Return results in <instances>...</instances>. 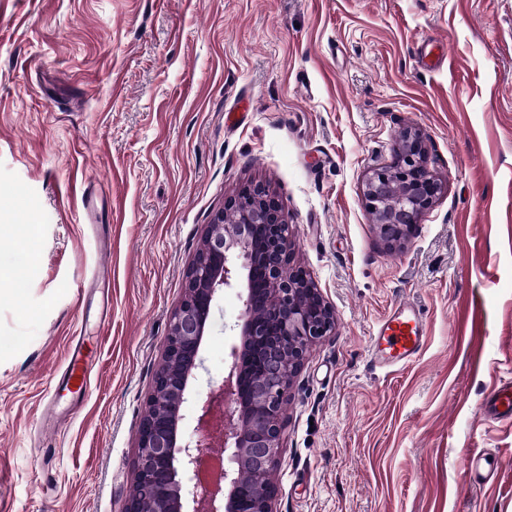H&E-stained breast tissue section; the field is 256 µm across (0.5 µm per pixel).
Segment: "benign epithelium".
Returning <instances> with one entry per match:
<instances>
[{
    "label": "benign epithelium",
    "instance_id": "7a95c632",
    "mask_svg": "<svg viewBox=\"0 0 512 512\" xmlns=\"http://www.w3.org/2000/svg\"><path fill=\"white\" fill-rule=\"evenodd\" d=\"M442 184L430 169L422 132H402L393 162L374 167L363 190L374 224L388 244L404 240L431 208ZM267 237L255 242L254 228ZM203 254L193 259L183 299L167 336L163 369L156 374L138 430L134 481L124 512H141L143 499L156 512H274L277 466L284 422L283 403L309 348L330 335L335 315L306 271L291 265L288 222L278 197L260 182L224 200L206 225ZM275 284L256 295L262 281ZM225 288L241 289L243 310L229 371L201 407L196 439L180 440L181 408L195 371L211 308ZM260 351L259 378L251 395L240 386L239 356ZM210 448L229 451L219 480L201 487L199 469Z\"/></svg>",
    "mask_w": 512,
    "mask_h": 512
}]
</instances>
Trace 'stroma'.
Listing matches in <instances>:
<instances>
[{
  "mask_svg": "<svg viewBox=\"0 0 512 512\" xmlns=\"http://www.w3.org/2000/svg\"><path fill=\"white\" fill-rule=\"evenodd\" d=\"M407 127L444 189L390 246L363 189ZM256 181L336 314L276 512H512V419L483 412L512 384V0H0V512H123L187 268ZM402 300L424 349L372 368ZM241 312L218 294L185 440Z\"/></svg>",
  "mask_w": 512,
  "mask_h": 512,
  "instance_id": "stroma-1",
  "label": "stroma"
}]
</instances>
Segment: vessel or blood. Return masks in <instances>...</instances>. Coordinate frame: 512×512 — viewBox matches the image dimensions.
Masks as SVG:
<instances>
[{"mask_svg":"<svg viewBox=\"0 0 512 512\" xmlns=\"http://www.w3.org/2000/svg\"><path fill=\"white\" fill-rule=\"evenodd\" d=\"M423 346L421 313L410 304L399 303L379 323L368 356L373 367L394 368L414 361Z\"/></svg>","mask_w":512,"mask_h":512,"instance_id":"1","label":"vessel or blood"}]
</instances>
